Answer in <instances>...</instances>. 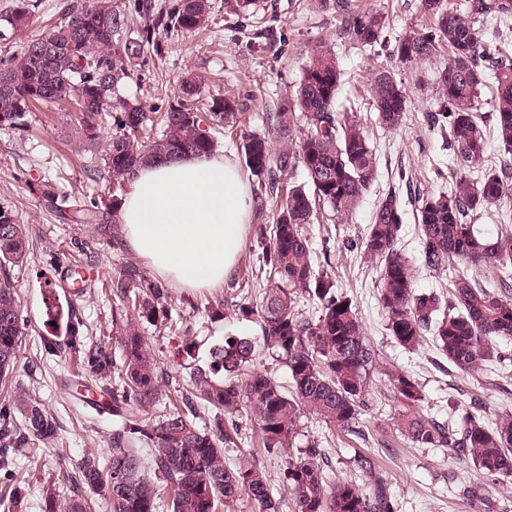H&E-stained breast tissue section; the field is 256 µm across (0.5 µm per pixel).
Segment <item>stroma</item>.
<instances>
[{
	"mask_svg": "<svg viewBox=\"0 0 512 512\" xmlns=\"http://www.w3.org/2000/svg\"><path fill=\"white\" fill-rule=\"evenodd\" d=\"M29 25L20 31L0 25V60L20 56L27 44L68 8L88 0H36ZM179 0H114L130 15L135 34L145 39V61L132 71L119 90L121 98L140 102L145 112L164 111L180 94L182 78L189 73L202 80L204 96H232L243 116L237 134L218 133V152L242 161V138L264 134L266 113L290 100L304 66L319 50L336 55L341 72L338 101L352 104L367 126L376 148V178L358 207L344 218L325 212L307 234L314 250L330 239L331 274L338 287L353 300L366 332L380 353L384 367L405 371L423 386V410L437 421L451 415L450 399L467 403L481 396L492 412L512 411V379L506 393L490 385L488 376L449 375L435 365L438 354L431 343L410 352L389 336L385 313L379 303L380 267L359 254L345 251L346 240L363 234L381 197L396 191L404 210L401 251L417 260L421 250L416 205L408 190L422 193L447 190L451 165L446 133L430 129L428 113L441 105L437 80L448 58L447 51L414 62H403L387 48L357 43L345 33L348 11L337 0H257L248 14L231 15L224 0H210L211 24L200 33L177 28H154L155 18L172 11ZM354 11L374 10L385 18L388 41L403 39L432 23L422 0H349ZM389 70L407 94L399 128L388 130L375 123L369 93L377 71ZM82 135L69 107H41L26 117L21 128L0 127V209L29 228L27 259L12 268L28 330L21 347L15 386L39 399L58 422V435L12 451L9 471H0V489L20 484L25 488L15 504L0 497V512H45L47 488L57 498L69 489L59 481L60 465L75 467L87 454L106 458L115 427L112 416L76 401L63 388L72 378L83 379L93 389L107 387V380L80 366L65 354L46 355L43 341L66 333L69 309L78 310L85 333L92 341H105L118 352L112 330V313L119 307L102 280L134 264L152 274L149 261L131 250L117 220L118 204L109 193V174L99 150L83 148ZM407 171L412 186L400 181ZM67 196L72 203L95 201L113 218L112 224H68L55 199ZM278 201L268 197L254 202L243 253L222 287L186 291L169 287L170 321L142 324L141 333L151 348L157 367L168 376L170 389L187 388L194 369L208 367L211 349L225 337L256 338L261 334L256 317L243 315L236 302L243 294L258 296L259 286L242 290L243 277L259 251L260 229L273 223ZM374 402L361 417L362 433L355 436L329 431L314 416L302 420L300 444L314 441L324 448L327 475L335 481L363 482L358 456L370 457L388 482L399 512H475L462 494L465 485L481 480L472 464L449 457L443 448H418L397 431L402 408L386 381H378ZM482 481V480H481Z\"/></svg>",
	"mask_w": 512,
	"mask_h": 512,
	"instance_id": "35a3bbf8",
	"label": "stroma"
}]
</instances>
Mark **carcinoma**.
I'll list each match as a JSON object with an SVG mask.
<instances>
[{"mask_svg": "<svg viewBox=\"0 0 512 512\" xmlns=\"http://www.w3.org/2000/svg\"><path fill=\"white\" fill-rule=\"evenodd\" d=\"M422 6L434 16V27L396 41L392 53L413 62L436 56L448 44V63L437 82L443 103L429 123L432 129H448L455 162L452 186L421 195L416 219L422 267L433 272L457 267L448 285L450 297L415 287L412 261L399 248L405 212L392 193L380 199L364 234L347 247L380 264L379 301L386 330L397 344L415 351L429 337L448 363L439 369L468 375L490 368L510 378L512 178L506 169L488 164L487 151L492 139L503 156L512 157V53L502 46L498 30L484 32L477 22L491 14L511 18L512 0H465L459 11L444 7L443 0H422ZM31 10L30 0H15L3 21L21 27ZM210 14V0H181L166 26L192 32L207 25ZM130 27L129 15L112 0H97L65 14L20 56L1 62L13 93L0 99V126H25L31 106L67 102L81 83L89 86L91 97L84 132L104 153L112 180L120 183L158 159L211 154L217 146L215 131L237 123L239 103L212 97L196 105L202 95L196 76L182 78L181 99L160 113L161 134L147 141L141 139L147 132L142 104H112L131 68L144 58L142 41L130 37ZM346 32L368 46L385 40L384 21L376 12H352ZM50 39L64 40L65 47L44 62L39 52ZM340 79L336 57L315 52L292 102L266 115L267 133L244 137V162L257 178L256 196L283 198L258 267L251 271V277L266 281L263 295L239 305L242 313L259 319L261 336H228L213 347L212 370L193 373L194 392L181 395L173 410L155 420L149 412L168 381L157 371L140 324L168 319L167 291L134 265L112 278V295L133 311L131 316L112 315L120 336L118 359L103 344L86 348L84 324L70 315L65 347L93 373L112 380L106 389L107 409L121 427L112 432L104 465L90 453L80 467L62 472L72 495L59 501L47 494L48 512H94L98 499L106 512H229L244 495L258 512H283L281 498L273 495L253 453L241 454L232 467L224 465V448L242 440L243 415L259 430L264 452L285 457L282 485L293 495L295 512H397L387 483L374 475L368 459H358L366 483L330 482L324 474V449L314 442L298 449L307 413L330 429L361 434V416L381 375L394 398L414 408L397 422L407 440L419 448H446L501 487L512 488V413L491 421L483 402L475 401L454 408L445 425L418 411L425 399L422 386L404 371L381 368L353 301L326 270L330 237L324 238L319 257L305 232L326 207L340 217L349 215L376 176V152L363 123L353 111H336ZM486 89L491 99L490 110L484 112ZM370 92L378 123L398 127L407 102L402 83L391 71L381 70ZM106 114L116 132L102 142L96 120ZM299 166L307 183L284 187L280 176ZM67 201L61 199L59 211L70 223H110L96 202L74 207ZM491 210L497 232L471 223L472 217ZM26 241V225L8 211L0 213V380L16 371L26 330L20 296L7 270L26 259ZM304 296L316 305L313 317L297 309ZM261 349L284 363L287 385L251 370ZM201 403L224 414L208 431L195 422ZM13 406L24 427L0 411V446L22 448L56 438V420L39 400L21 389Z\"/></svg>", "mask_w": 512, "mask_h": 512, "instance_id": "carcinoma-1", "label": "carcinoma"}]
</instances>
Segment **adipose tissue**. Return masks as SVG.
<instances>
[{
  "mask_svg": "<svg viewBox=\"0 0 512 512\" xmlns=\"http://www.w3.org/2000/svg\"><path fill=\"white\" fill-rule=\"evenodd\" d=\"M135 186L120 210L130 248L175 287L223 284L244 249L253 206L236 162L158 161L138 168Z\"/></svg>",
  "mask_w": 512,
  "mask_h": 512,
  "instance_id": "obj_1",
  "label": "adipose tissue"
}]
</instances>
